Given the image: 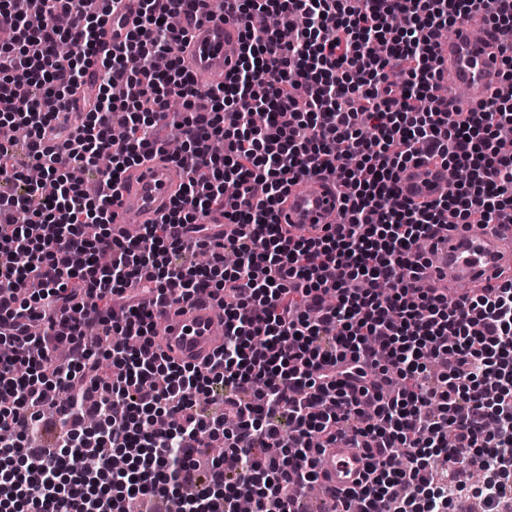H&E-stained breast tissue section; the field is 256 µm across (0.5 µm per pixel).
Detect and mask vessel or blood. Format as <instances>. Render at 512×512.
Instances as JSON below:
<instances>
[{
	"label": "vessel or blood",
	"instance_id": "1",
	"mask_svg": "<svg viewBox=\"0 0 512 512\" xmlns=\"http://www.w3.org/2000/svg\"><path fill=\"white\" fill-rule=\"evenodd\" d=\"M212 10L211 0H206L199 15L189 23L184 65L195 77L216 85L233 73L237 57L229 49L240 45L244 25L233 14L219 18ZM138 11V0H122L120 9L103 28L108 47L122 46ZM485 24L480 15L460 22L438 48L442 106L448 111H471L507 89L501 75L502 59L512 53V48L501 44ZM447 178L446 169L422 159L405 168L398 186L402 198L427 203L436 198L438 185ZM183 180V170L163 157L126 169L120 177V197L113 207V237H122L127 217H135L141 224L154 223L170 207ZM341 210L342 195L333 178L305 177L291 184L279 207L278 220L290 235L315 238L341 222ZM431 260L425 282L447 291L449 298H457L461 285L475 289L496 286L512 276V226H457L446 234ZM150 312L160 351L180 363L201 368L211 365L223 344L215 330L220 312L214 300L195 294L166 308L151 307ZM318 466L324 483L340 490L356 488L365 472L360 451L346 444L325 449Z\"/></svg>",
	"mask_w": 512,
	"mask_h": 512
}]
</instances>
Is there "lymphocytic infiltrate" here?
<instances>
[{
    "label": "lymphocytic infiltrate",
    "instance_id": "f902f5d3",
    "mask_svg": "<svg viewBox=\"0 0 512 512\" xmlns=\"http://www.w3.org/2000/svg\"><path fill=\"white\" fill-rule=\"evenodd\" d=\"M123 47L100 54L109 6L58 28L79 0H0V501L13 512H126L170 497L175 512H287L319 484L317 459L338 438L366 460L335 512H458L475 496L512 512V279L465 304L415 290L428 266L421 239L447 226L512 223V89L454 119L439 102L435 34L485 12L512 41V0H233L245 35L224 85L202 88L173 58L183 31L169 17L203 0H140ZM69 41L70 55L56 46ZM99 93L80 127L62 118L89 70ZM403 81L394 84L392 72ZM186 109L170 111L169 98ZM264 113L255 127L253 113ZM372 128L364 137L356 119ZM182 142L187 181L157 223L112 236L119 174ZM127 131L112 138L113 126ZM67 154L43 144L47 131ZM224 143L223 154L210 148ZM111 157L95 194L82 172ZM426 157L468 171L454 193L416 205L395 185ZM38 166L49 192L22 182ZM334 177L343 219L293 239L277 207L291 180ZM238 192L225 198V181ZM222 208L239 230L214 241L201 219ZM99 225L85 236L83 227ZM239 258L224 265L225 252ZM205 293L222 311L224 344L207 368L152 347L142 295ZM100 313L116 336L112 372L97 374ZM222 404L203 418L198 396ZM94 454L109 482L73 469ZM482 474L473 486L474 474Z\"/></svg>",
    "mask_w": 512,
    "mask_h": 512
}]
</instances>
